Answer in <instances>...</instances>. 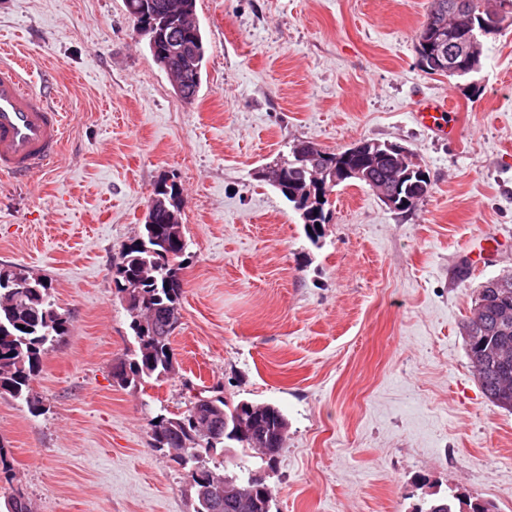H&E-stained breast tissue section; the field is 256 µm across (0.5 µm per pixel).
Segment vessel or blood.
I'll return each mask as SVG.
<instances>
[{"mask_svg":"<svg viewBox=\"0 0 512 512\" xmlns=\"http://www.w3.org/2000/svg\"><path fill=\"white\" fill-rule=\"evenodd\" d=\"M23 59L0 57V175L28 179L59 162L66 136L63 106L27 83ZM444 99L420 100L414 118L448 137L457 128Z\"/></svg>","mask_w":512,"mask_h":512,"instance_id":"1","label":"vessel or blood"}]
</instances>
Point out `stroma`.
Masks as SVG:
<instances>
[{"label":"stroma","instance_id":"35a3bbf8","mask_svg":"<svg viewBox=\"0 0 512 512\" xmlns=\"http://www.w3.org/2000/svg\"><path fill=\"white\" fill-rule=\"evenodd\" d=\"M429 0H197L205 64L183 100L124 0H0V48L68 114L62 158L0 178V268L44 278L69 318L31 386L0 394V498L34 512H193L154 420L220 390L288 418L261 474L270 512H422L456 492L512 512V411L483 395L462 324L482 282L512 273V27L481 68L429 74ZM447 98L458 136L414 119ZM406 147L431 188L389 209L348 182L311 242L257 172L310 141ZM183 192L175 371L122 388L134 340L112 275L160 180Z\"/></svg>","mask_w":512,"mask_h":512}]
</instances>
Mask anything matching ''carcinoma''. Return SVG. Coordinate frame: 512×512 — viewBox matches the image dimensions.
<instances>
[{"mask_svg":"<svg viewBox=\"0 0 512 512\" xmlns=\"http://www.w3.org/2000/svg\"><path fill=\"white\" fill-rule=\"evenodd\" d=\"M147 2V11L140 10ZM128 13L141 31L163 21L164 30L149 44L155 59L171 57L170 69L180 74L181 95L192 101L198 94L205 60L204 37L198 21L183 24L187 14L195 13V0H125ZM188 41L198 45L199 54L188 67L182 57L172 55L177 43ZM308 150L320 168L321 183L311 186L310 173L300 168L297 153ZM341 152H327L315 144L301 141L279 156L288 168V183L277 190L301 213L306 232L317 242L322 230L316 224L327 220L325 195L332 192L336 179V157ZM419 186L407 182L400 197L407 205L397 208L405 212L422 198ZM149 208L153 222L142 224L141 234L122 249L116 265L114 286L126 304L131 318L130 329L135 341L129 358L117 364L112 377L121 387H137L158 380L174 371V353L170 338L180 324L182 283L180 258L187 249L182 231V198L176 183L159 182ZM499 280L490 278L481 286L475 306L463 324L466 349L477 358L473 369L478 373L483 394L495 406L512 410V274ZM69 331L68 317L59 311L51 294V285L23 269H0V393L24 400L33 411L40 400L33 394L31 383L39 373L43 356ZM199 414V427L191 425L188 414ZM218 426L215 439L205 436L204 429ZM288 431V418L272 403L240 401L228 405L222 392L203 397L185 411L152 424L151 445L175 452L187 481L197 488L198 477L209 476L215 488L224 490L222 512H243L237 505L238 490L248 494L250 512H270L271 489H261L250 482L251 461L230 459L227 464L240 475L226 476L203 465L205 458L219 450L239 445L253 450L260 459L267 452L276 455L283 447ZM7 512H31L30 502L20 488L12 489L5 501ZM425 512H490L489 505L478 500L450 495L430 502Z\"/></svg>","mask_w":512,"mask_h":512,"instance_id":"cac0c4a2","label":"carcinoma"}]
</instances>
